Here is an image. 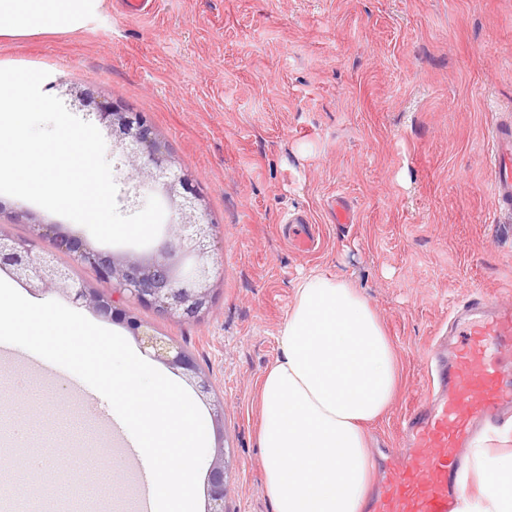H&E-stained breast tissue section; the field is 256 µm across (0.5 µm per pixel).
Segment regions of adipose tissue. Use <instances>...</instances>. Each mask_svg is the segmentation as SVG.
I'll use <instances>...</instances> for the list:
<instances>
[{
	"label": "adipose tissue",
	"mask_w": 512,
	"mask_h": 512,
	"mask_svg": "<svg viewBox=\"0 0 512 512\" xmlns=\"http://www.w3.org/2000/svg\"><path fill=\"white\" fill-rule=\"evenodd\" d=\"M102 0H0V36L74 32ZM259 386L258 444L274 512H363L372 460L366 428L391 409L397 354L351 281L303 276ZM465 512H512V452L478 444Z\"/></svg>",
	"instance_id": "1"
}]
</instances>
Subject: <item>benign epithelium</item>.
Here are the masks:
<instances>
[{"instance_id":"1","label":"benign epithelium","mask_w":512,"mask_h":512,"mask_svg":"<svg viewBox=\"0 0 512 512\" xmlns=\"http://www.w3.org/2000/svg\"><path fill=\"white\" fill-rule=\"evenodd\" d=\"M61 95L81 107L91 108L95 120L112 142V156L129 167L133 179L156 186L172 210L174 236L149 254L116 253L95 248L80 236L63 234L55 224H36V237H52V245L94 271L102 288H89L59 267L52 254L35 249L30 239L0 231V270L8 272L34 293L60 292L71 302L94 313L126 323L133 337L155 350V357L195 384L202 395L211 393L208 378L193 355L175 348L150 326L120 307L128 297L142 307L179 321L197 320L208 313L217 274L210 254L216 224L203 206L191 176L170 158L166 144L146 118L109 102H96L91 93L73 85H58ZM212 507L224 512L227 468L224 445L207 476Z\"/></svg>"}]
</instances>
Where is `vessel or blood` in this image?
I'll return each mask as SVG.
<instances>
[{
	"label": "vessel or blood",
	"mask_w": 512,
	"mask_h": 512,
	"mask_svg": "<svg viewBox=\"0 0 512 512\" xmlns=\"http://www.w3.org/2000/svg\"><path fill=\"white\" fill-rule=\"evenodd\" d=\"M491 195L496 209L512 210V119L492 135ZM451 333L429 348L426 394L404 416L402 447L385 452L383 476L369 512H456L474 438L487 426L512 419V306L473 289L455 310ZM138 474L136 512H154L153 480L136 443L126 449ZM32 493L14 486L0 496V512H22Z\"/></svg>",
	"instance_id": "obj_1"
}]
</instances>
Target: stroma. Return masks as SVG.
<instances>
[{
    "label": "stroma",
    "mask_w": 512,
    "mask_h": 512,
    "mask_svg": "<svg viewBox=\"0 0 512 512\" xmlns=\"http://www.w3.org/2000/svg\"><path fill=\"white\" fill-rule=\"evenodd\" d=\"M7 67L143 114L205 199L217 225L209 314L133 312L209 377L203 415L224 407L205 457L224 450V512H273L256 391L302 273L350 279L397 348V397L368 429L377 464L426 391L428 348L454 305L475 286L512 302V212L493 205L487 161L493 127L512 117V0H156L139 16L103 0L78 31L0 36ZM338 195L352 223H336ZM294 211L319 227L311 253L285 240ZM37 222L88 234L23 199L0 206L1 232L26 238ZM1 414L27 435L0 446V476L51 499L52 471L85 479L87 452L106 448L90 512H131L134 467L72 382L0 361ZM35 453L42 466L23 468Z\"/></svg>",
    "instance_id": "stroma-1"
}]
</instances>
